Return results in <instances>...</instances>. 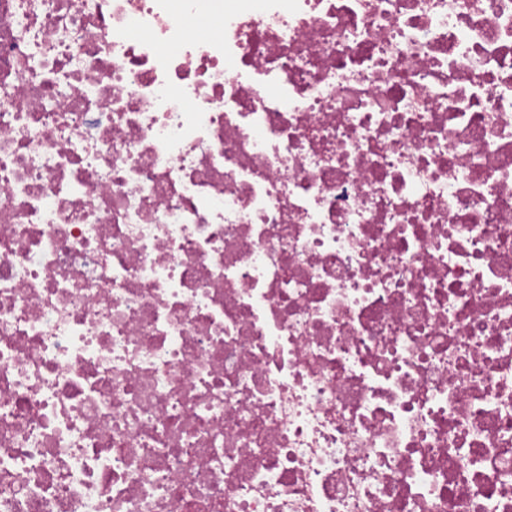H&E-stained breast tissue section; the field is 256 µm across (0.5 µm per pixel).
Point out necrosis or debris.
Returning <instances> with one entry per match:
<instances>
[{
    "label": "necrosis or debris",
    "instance_id": "1",
    "mask_svg": "<svg viewBox=\"0 0 512 512\" xmlns=\"http://www.w3.org/2000/svg\"><path fill=\"white\" fill-rule=\"evenodd\" d=\"M0 512H512V0H0Z\"/></svg>",
    "mask_w": 512,
    "mask_h": 512
}]
</instances>
